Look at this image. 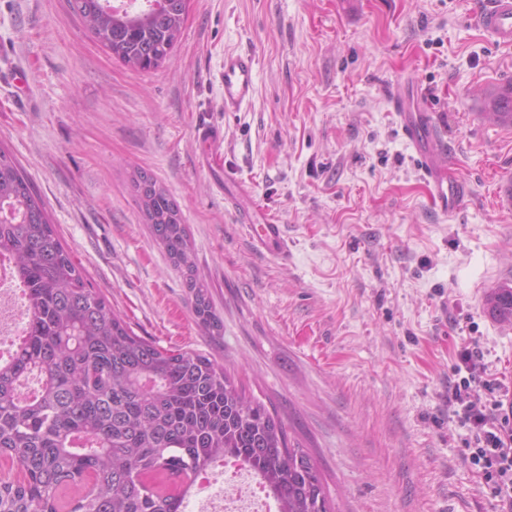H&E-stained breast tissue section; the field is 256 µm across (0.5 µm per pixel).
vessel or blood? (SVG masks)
Instances as JSON below:
<instances>
[{
  "label": "vessel or blood",
  "instance_id": "b4317fda",
  "mask_svg": "<svg viewBox=\"0 0 512 512\" xmlns=\"http://www.w3.org/2000/svg\"><path fill=\"white\" fill-rule=\"evenodd\" d=\"M475 22L479 29L500 46L512 47V0H487L477 9ZM223 109L239 112L247 108L255 93V58L252 54L228 52L224 55ZM396 119L403 137L411 145L417 161L432 185V199L441 213L455 216L467 195L464 185L449 179L439 160L446 152V143L421 94L396 91L393 98ZM233 209L241 211L252 244L261 253L287 259L286 228L272 213L256 219L252 210L258 209L256 199L240 202L231 199Z\"/></svg>",
  "mask_w": 512,
  "mask_h": 512
}]
</instances>
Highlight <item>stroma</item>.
Masks as SVG:
<instances>
[{"label": "stroma", "instance_id": "35a3bbf8", "mask_svg": "<svg viewBox=\"0 0 512 512\" xmlns=\"http://www.w3.org/2000/svg\"><path fill=\"white\" fill-rule=\"evenodd\" d=\"M479 0H189L180 38L140 70L68 0H0V147L44 199L62 244L133 332L225 364L316 461L338 512H492L461 457L448 385L478 340L512 387V325L485 298L512 285V127L483 110L512 84V47L474 23ZM256 59L247 109L222 108L224 55ZM423 92L467 184L438 213L398 127L397 82ZM275 211L288 258L258 252L225 207L197 122ZM178 204L224 328L140 212L131 176Z\"/></svg>", "mask_w": 512, "mask_h": 512}]
</instances>
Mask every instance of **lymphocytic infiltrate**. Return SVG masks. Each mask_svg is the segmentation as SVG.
<instances>
[{
    "mask_svg": "<svg viewBox=\"0 0 512 512\" xmlns=\"http://www.w3.org/2000/svg\"><path fill=\"white\" fill-rule=\"evenodd\" d=\"M461 378L448 388V405L468 434L461 452L495 512H512V390L494 379L478 341L456 353Z\"/></svg>",
    "mask_w": 512,
    "mask_h": 512,
    "instance_id": "1",
    "label": "lymphocytic infiltrate"
}]
</instances>
